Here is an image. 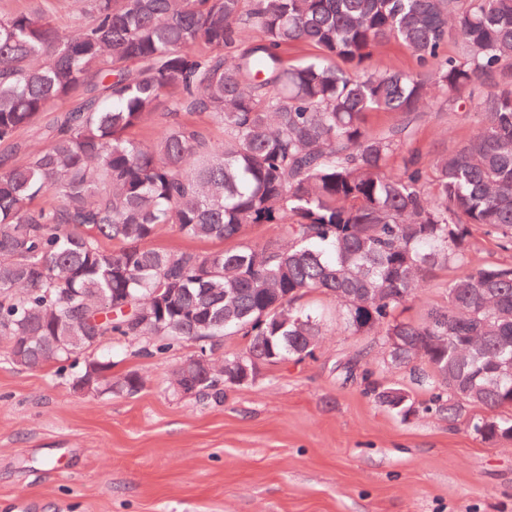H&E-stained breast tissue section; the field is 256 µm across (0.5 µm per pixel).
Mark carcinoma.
<instances>
[{
    "label": "carcinoma",
    "instance_id": "1",
    "mask_svg": "<svg viewBox=\"0 0 512 512\" xmlns=\"http://www.w3.org/2000/svg\"><path fill=\"white\" fill-rule=\"evenodd\" d=\"M55 0L80 8L61 34L40 9L0 13V143L57 101L46 150L0 164V338L31 369L103 342L146 338L214 351L245 336L227 367L300 361L328 335L336 302L353 335L377 336L384 370L407 369L429 394L362 371L375 400L403 419L466 421L480 441H512V265L480 262L473 229L512 250V0ZM259 32L242 45L243 33ZM460 53L446 52L448 41ZM395 42L416 67L379 73L372 50ZM315 54L294 62L287 49ZM469 105L480 127L429 162L413 147L431 99ZM169 121L134 132L160 104ZM372 111L403 120L366 125ZM208 118L218 142L183 120ZM402 154V165L388 161ZM59 202L36 206L45 194ZM163 226L218 249L146 246ZM270 226L261 242L246 228ZM121 244L112 250L103 241ZM446 304L419 320L397 311L438 269ZM174 292L145 321L158 289ZM192 396L224 397V376L182 373ZM140 375L93 387L138 392Z\"/></svg>",
    "mask_w": 512,
    "mask_h": 512
}]
</instances>
